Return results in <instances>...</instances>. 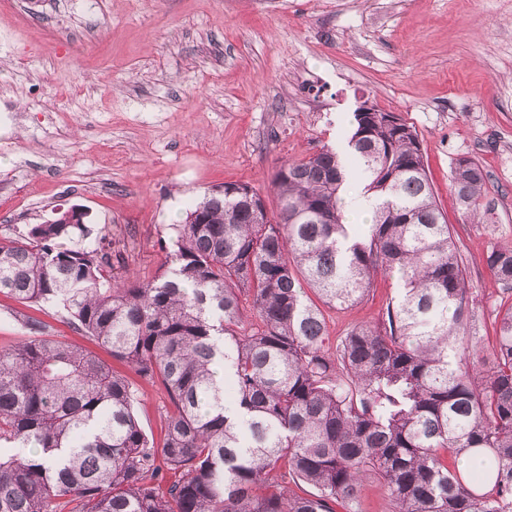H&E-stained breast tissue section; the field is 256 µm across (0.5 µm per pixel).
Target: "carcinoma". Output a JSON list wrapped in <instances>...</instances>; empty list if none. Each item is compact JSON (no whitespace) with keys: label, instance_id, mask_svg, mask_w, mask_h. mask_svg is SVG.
Returning <instances> with one entry per match:
<instances>
[{"label":"carcinoma","instance_id":"carcinoma-1","mask_svg":"<svg viewBox=\"0 0 512 512\" xmlns=\"http://www.w3.org/2000/svg\"><path fill=\"white\" fill-rule=\"evenodd\" d=\"M354 120L349 155L281 164L276 215L246 184L191 204L151 281L112 277L83 213L0 242V294L60 306L170 407L157 447L125 376L22 320L0 350V512H353L374 476L391 512H512V304L490 356L464 342L482 308L418 134L392 112ZM485 183L456 162L465 218ZM353 184L369 224L347 222ZM485 264L512 293V244ZM379 275L397 299L326 349L322 307L360 303ZM165 469L180 477L164 487Z\"/></svg>","mask_w":512,"mask_h":512}]
</instances>
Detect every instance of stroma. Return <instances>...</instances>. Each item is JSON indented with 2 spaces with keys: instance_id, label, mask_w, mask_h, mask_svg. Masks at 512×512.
<instances>
[{
  "instance_id": "1",
  "label": "stroma",
  "mask_w": 512,
  "mask_h": 512,
  "mask_svg": "<svg viewBox=\"0 0 512 512\" xmlns=\"http://www.w3.org/2000/svg\"><path fill=\"white\" fill-rule=\"evenodd\" d=\"M366 102L416 129L492 350L502 293L484 254L512 243V0H0V241L75 206L111 243L114 276L152 280L192 200L241 183L276 212L277 167L346 149ZM461 158L486 173L481 224L450 190ZM395 294L381 277L325 309L330 344ZM23 311L125 372L58 307L1 295L0 347ZM166 408L141 384L149 437Z\"/></svg>"
}]
</instances>
